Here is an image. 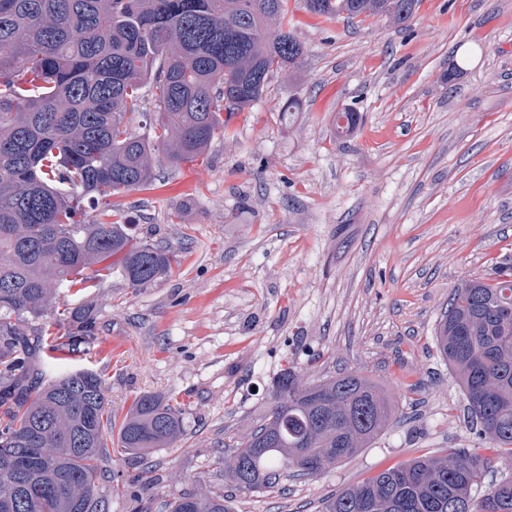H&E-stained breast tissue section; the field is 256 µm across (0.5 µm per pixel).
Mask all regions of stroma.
Listing matches in <instances>:
<instances>
[{
  "mask_svg": "<svg viewBox=\"0 0 512 512\" xmlns=\"http://www.w3.org/2000/svg\"><path fill=\"white\" fill-rule=\"evenodd\" d=\"M288 12L307 52L232 114L234 141L118 197L139 238L178 254L171 274L60 295L100 311L69 365L103 376L113 417L143 392L185 405L177 447L104 458L126 486H100L107 512H170L189 492L235 512H320L390 467L484 446L434 332L459 282L512 257V0H418L399 27L315 18L303 0ZM292 95L291 119L279 105ZM345 108L360 120L339 138ZM288 367L314 381L368 376L398 418L320 474L237 488L224 443L263 421Z\"/></svg>",
  "mask_w": 512,
  "mask_h": 512,
  "instance_id": "obj_1",
  "label": "stroma"
}]
</instances>
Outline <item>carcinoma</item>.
I'll return each instance as SVG.
<instances>
[{"label": "carcinoma", "mask_w": 512, "mask_h": 512, "mask_svg": "<svg viewBox=\"0 0 512 512\" xmlns=\"http://www.w3.org/2000/svg\"><path fill=\"white\" fill-rule=\"evenodd\" d=\"M327 19L407 23L417 0H304ZM288 0H0V512H103L102 458L170 448L182 403L150 392L121 421L91 368L53 374L95 339L91 301L58 305L61 290L122 277L134 290L172 270L177 255L137 240L133 225L95 215L101 198L151 185L155 166L205 157L234 139L238 112L294 67L305 47L288 29ZM151 92L145 132L127 115ZM356 124L333 118L341 135ZM453 290L438 321L441 358L486 451L512 458V263ZM92 270L89 276L86 270ZM258 427L231 437L224 466L244 489H271L284 472L317 475L354 456L396 409L356 371L315 382L287 368ZM116 447L107 448L112 434ZM491 458L456 451L387 469L327 498L320 512H512V477L476 494ZM230 512L222 495L186 494L171 512Z\"/></svg>", "instance_id": "cac0c4a2"}]
</instances>
